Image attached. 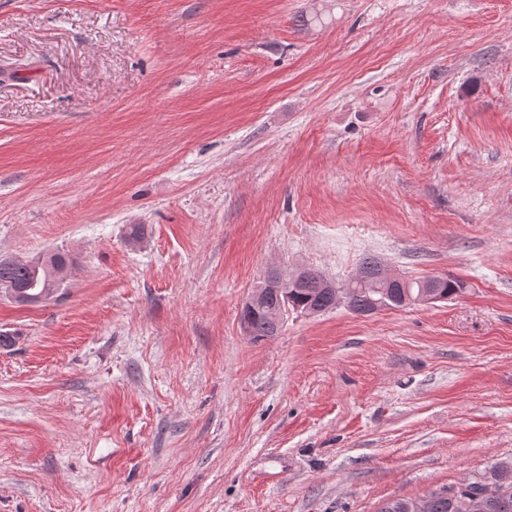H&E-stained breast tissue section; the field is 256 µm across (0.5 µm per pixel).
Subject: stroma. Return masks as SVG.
<instances>
[{
    "mask_svg": "<svg viewBox=\"0 0 512 512\" xmlns=\"http://www.w3.org/2000/svg\"><path fill=\"white\" fill-rule=\"evenodd\" d=\"M58 250L0 295V512H378L512 461V0H0V258ZM368 257L463 289L244 334L268 265ZM47 289L39 296L30 295L39 293L46 287L44 270L38 265L15 264L12 260H0V294L6 293L13 301L20 304H34L52 297L57 291L58 285L62 282L59 275L53 269L47 270ZM10 281V282H7ZM16 283L27 293L16 286Z\"/></svg>",
    "mask_w": 512,
    "mask_h": 512,
    "instance_id": "obj_1",
    "label": "stroma"
}]
</instances>
